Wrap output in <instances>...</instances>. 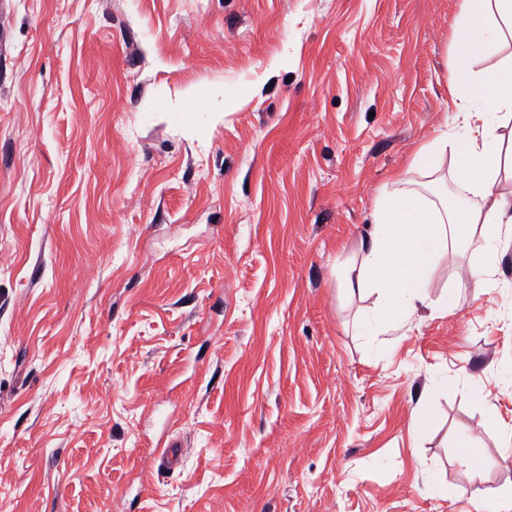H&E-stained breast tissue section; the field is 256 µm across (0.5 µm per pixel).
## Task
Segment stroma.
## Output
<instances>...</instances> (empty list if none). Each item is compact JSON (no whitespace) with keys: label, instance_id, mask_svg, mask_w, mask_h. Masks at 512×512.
<instances>
[{"label":"stroma","instance_id":"obj_1","mask_svg":"<svg viewBox=\"0 0 512 512\" xmlns=\"http://www.w3.org/2000/svg\"><path fill=\"white\" fill-rule=\"evenodd\" d=\"M7 4L0 512H495L512 242L478 300L441 257L448 315L386 335L343 286L452 121L460 0ZM477 438L473 433H469L463 439L457 442L458 448H463L461 453V462L467 466L474 475H478L481 464V448L476 443Z\"/></svg>","mask_w":512,"mask_h":512}]
</instances>
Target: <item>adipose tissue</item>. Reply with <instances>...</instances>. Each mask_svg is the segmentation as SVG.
<instances>
[{
  "label": "adipose tissue",
  "mask_w": 512,
  "mask_h": 512,
  "mask_svg": "<svg viewBox=\"0 0 512 512\" xmlns=\"http://www.w3.org/2000/svg\"><path fill=\"white\" fill-rule=\"evenodd\" d=\"M512 36V0H461L453 35L455 62L448 85L457 112V132L423 145L398 188L376 201L369 239L349 292L375 296L365 316L366 334L398 330L410 324L419 308L430 305L428 288L434 265L450 248L483 237L463 271L476 296H483L495 274L489 242L512 239V200L499 192L502 128L512 123V54L477 69L475 58L498 50ZM454 159L459 183L473 203L451 210L427 199L413 186L416 172L445 182L441 172Z\"/></svg>",
  "instance_id": "ef3b65f1"
}]
</instances>
